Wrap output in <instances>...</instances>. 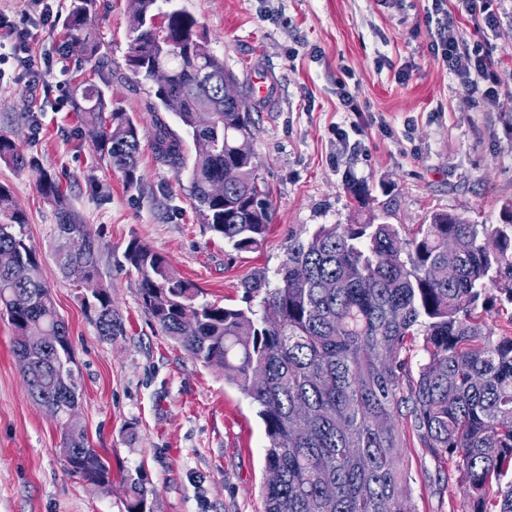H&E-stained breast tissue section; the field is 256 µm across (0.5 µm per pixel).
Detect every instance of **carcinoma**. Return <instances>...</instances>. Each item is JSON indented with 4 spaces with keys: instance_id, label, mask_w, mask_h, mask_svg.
I'll use <instances>...</instances> for the list:
<instances>
[{
    "instance_id": "cac0c4a2",
    "label": "carcinoma",
    "mask_w": 512,
    "mask_h": 512,
    "mask_svg": "<svg viewBox=\"0 0 512 512\" xmlns=\"http://www.w3.org/2000/svg\"><path fill=\"white\" fill-rule=\"evenodd\" d=\"M92 0H71L68 42L83 46L79 62L108 66L96 33L79 15ZM128 65L142 81L166 68L171 79L154 87L150 112L175 94L176 113L192 138L186 164L183 141L156 121L157 159L181 173L190 166L189 196L198 220L237 251L257 248L272 223L269 193L258 181L255 156L236 153L237 139L253 136L250 112L224 104L221 81L231 73L206 52L197 21L159 0H136L129 15ZM103 85L81 81L70 89L84 125L99 132L94 147L119 171L127 189L141 184L139 129L112 107ZM215 109L210 125L197 109ZM0 161L17 170L37 168L6 135ZM232 173L224 198L208 184ZM38 191L55 213L57 262L77 281L99 277L102 246L72 209L59 180L42 172ZM27 219L0 186V251L29 265L30 278L0 269V314L14 329L18 358L31 396L42 402L79 400L68 327L58 314L38 255L26 244ZM70 235L84 250L66 249ZM137 273L140 302L161 331L194 360L218 369L258 407L267 438L265 512H414L399 449L414 437L440 463L447 479L465 488L462 512H512V335L483 329L482 314L512 306V203L499 224H475L460 214L434 212L403 239L393 224L370 216L359 224H322L293 237L276 284L264 273L244 282V308L198 303L199 290L173 277L168 260L133 241L125 252ZM260 298L259 309L252 302ZM100 336L120 330L112 295L100 286L86 301ZM58 336L56 351L22 340ZM424 359L411 375L413 346ZM61 453L69 470L95 484L110 482L108 464L86 434L66 422ZM144 490L130 484L128 512H143Z\"/></svg>"
}]
</instances>
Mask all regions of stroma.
Masks as SVG:
<instances>
[{"label":"stroma","instance_id":"obj_1","mask_svg":"<svg viewBox=\"0 0 512 512\" xmlns=\"http://www.w3.org/2000/svg\"><path fill=\"white\" fill-rule=\"evenodd\" d=\"M50 4L48 20L30 0H0L13 23L0 30V45L28 31V53L43 71L32 87L20 57H0V134L40 164L19 171L0 163V185L27 216V242L69 328L77 417L112 477L98 488L68 470L62 430L30 397L12 354L13 329L0 318V512H127L134 481L152 512H264L267 439L256 407L153 323L125 258L128 244L164 255L202 300L238 306L245 280L259 271L274 275L290 238L308 237L320 224L374 214L405 237L436 210L495 223L502 202L512 199V67L500 71L496 97L460 95L431 54L428 0H172L197 20L242 92L254 76L271 78L269 98L251 105L252 150L274 217L259 247L239 252L200 224L188 173L155 158L148 86L128 80L130 0H93L89 11L112 71L106 93L139 126L136 190L106 167L85 133L67 90L91 66L77 64L65 47L71 0ZM497 8L495 29L475 32L461 15L456 34L493 56L512 55V0ZM340 80L352 108L338 100ZM340 127L351 132L344 149ZM43 170L57 176L101 241L100 277L122 324L111 338L99 336L83 304L86 287L59 270L54 212L37 189ZM351 182L366 197H354ZM401 453L415 512H460L464 486L439 475L416 440Z\"/></svg>","mask_w":512,"mask_h":512}]
</instances>
